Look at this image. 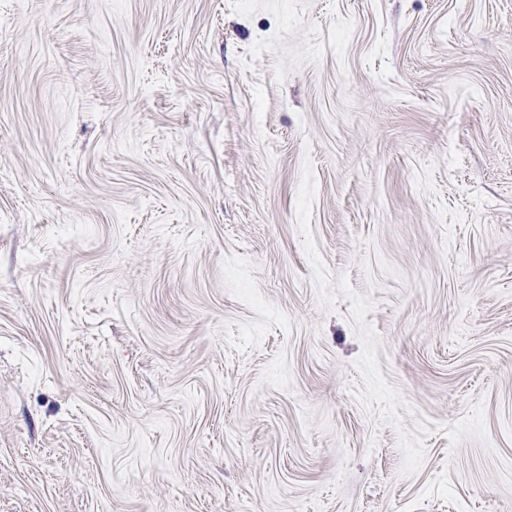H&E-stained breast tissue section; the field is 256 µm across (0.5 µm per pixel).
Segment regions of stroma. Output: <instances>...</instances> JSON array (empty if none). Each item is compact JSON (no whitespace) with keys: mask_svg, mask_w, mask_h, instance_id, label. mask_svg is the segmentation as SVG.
Returning <instances> with one entry per match:
<instances>
[{"mask_svg":"<svg viewBox=\"0 0 512 512\" xmlns=\"http://www.w3.org/2000/svg\"><path fill=\"white\" fill-rule=\"evenodd\" d=\"M0 512H512V0H0Z\"/></svg>","mask_w":512,"mask_h":512,"instance_id":"obj_1","label":"stroma"}]
</instances>
